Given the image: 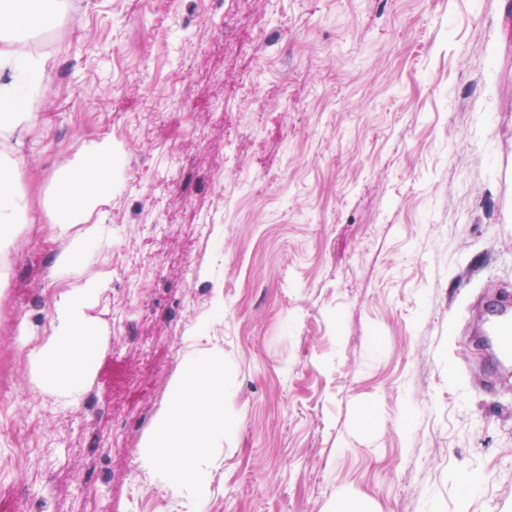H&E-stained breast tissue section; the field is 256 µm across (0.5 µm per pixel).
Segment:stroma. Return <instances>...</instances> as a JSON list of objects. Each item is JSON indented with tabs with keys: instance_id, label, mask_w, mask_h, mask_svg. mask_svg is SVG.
<instances>
[{
	"instance_id": "obj_1",
	"label": "stroma",
	"mask_w": 512,
	"mask_h": 512,
	"mask_svg": "<svg viewBox=\"0 0 512 512\" xmlns=\"http://www.w3.org/2000/svg\"><path fill=\"white\" fill-rule=\"evenodd\" d=\"M33 164L0 250V353L51 337L61 163L122 154L89 272L101 338L65 403L0 372V480L77 512H512V375L470 342L512 291V0H66ZM191 353L223 357L235 429L207 488L139 453Z\"/></svg>"
}]
</instances>
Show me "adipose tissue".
<instances>
[{
	"mask_svg": "<svg viewBox=\"0 0 512 512\" xmlns=\"http://www.w3.org/2000/svg\"><path fill=\"white\" fill-rule=\"evenodd\" d=\"M62 0H0V70L13 79L0 84V135L9 136L34 118L30 89L53 69L51 55L19 54L9 45L55 25ZM119 151L111 137L79 149L57 173L53 184V229L64 242L55 259L58 276L70 286L58 297L49 341L35 350L44 383L59 398L71 401L83 391L100 346L90 329L87 310L99 288L87 275V248L98 234L92 214L112 194V167ZM29 174L25 159L0 156V241L12 239L27 203L20 187ZM218 356L188 357L170 382L171 402L159 413L141 455L145 469L159 474L175 491H203L201 461L212 443L236 422L224 407L227 390Z\"/></svg>",
	"mask_w": 512,
	"mask_h": 512,
	"instance_id": "1",
	"label": "adipose tissue"
}]
</instances>
